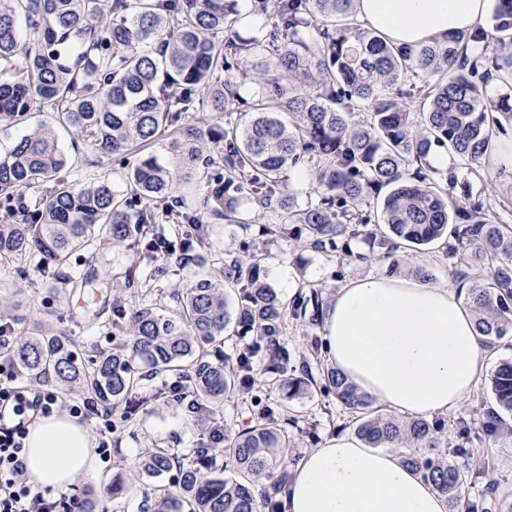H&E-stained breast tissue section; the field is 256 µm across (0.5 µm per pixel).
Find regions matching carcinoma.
<instances>
[{
    "instance_id": "cac0c4a2",
    "label": "carcinoma",
    "mask_w": 512,
    "mask_h": 512,
    "mask_svg": "<svg viewBox=\"0 0 512 512\" xmlns=\"http://www.w3.org/2000/svg\"><path fill=\"white\" fill-rule=\"evenodd\" d=\"M239 2L0 0V126H26L44 109L56 123L0 152V209L9 219L0 224V266L22 275L34 263L48 288H104L98 269H109L112 249L131 247L147 224L195 225L176 261L188 269L205 262V216L241 226L263 220L241 253L224 256L219 279L199 275L175 294L176 308L112 297L110 353L88 355L34 312L4 323L14 336L5 352L32 384L85 394L105 410L123 407L122 423L142 406L143 382L160 372L182 381L192 417L211 416L231 396L250 399L254 423L222 443L182 459L168 448L140 458L139 471L153 477L177 466L173 481L144 503L150 512H281L291 479L289 428L298 422L288 401L312 388L334 395L369 447L404 449L451 512L462 503L479 512L473 478L448 457L445 420L381 413L371 396L320 362L314 370L305 360L300 374H288V323L322 324L324 286L304 283L290 301L280 298L267 283L260 242L286 238L342 265L368 260L350 243L371 224L383 255L449 237L448 271L470 283L484 343L491 348L512 331V226L496 220L494 199L453 203L454 177L431 180L415 166L439 147L479 176L498 137L512 129V0H495L490 31L480 26L416 46H396L362 27L354 0H259L263 36L243 38ZM241 76L258 87L256 103L244 122L226 123ZM410 78L419 84L400 89ZM407 98L420 100L419 111ZM201 106L214 115L204 127L188 122ZM58 127L106 156L138 153L130 193L105 179H70ZM163 138L166 161L148 151ZM305 166L313 197L301 205L288 172ZM191 179L207 187L197 209L174 196ZM163 245L152 236L142 258L155 261ZM81 252L88 272L70 279L65 270ZM234 336L251 340L228 357L224 342ZM258 358L269 363L263 382ZM260 383L281 401H264ZM489 392L494 406L479 426L460 425L456 447L489 448L512 436V361L498 364ZM229 466L234 475L226 477Z\"/></svg>"
}]
</instances>
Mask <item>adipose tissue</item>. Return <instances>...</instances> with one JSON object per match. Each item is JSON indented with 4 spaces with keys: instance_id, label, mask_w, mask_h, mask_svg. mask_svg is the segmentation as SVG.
<instances>
[{
    "instance_id": "adipose-tissue-1",
    "label": "adipose tissue",
    "mask_w": 512,
    "mask_h": 512,
    "mask_svg": "<svg viewBox=\"0 0 512 512\" xmlns=\"http://www.w3.org/2000/svg\"><path fill=\"white\" fill-rule=\"evenodd\" d=\"M489 0H355L356 21L396 45H420L482 24ZM457 281L367 276L327 307L328 364L384 410L433 419L474 391L488 350ZM27 470L42 488L69 490L96 473L90 432L71 414L39 418L25 440ZM284 512H448L401 452L343 433L308 451L282 499Z\"/></svg>"
}]
</instances>
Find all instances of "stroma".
Segmentation results:
<instances>
[{
	"label": "stroma",
	"mask_w": 512,
	"mask_h": 512,
	"mask_svg": "<svg viewBox=\"0 0 512 512\" xmlns=\"http://www.w3.org/2000/svg\"><path fill=\"white\" fill-rule=\"evenodd\" d=\"M74 168L71 176L80 182L108 179L113 188L124 189L126 173L135 161V155L118 160L102 156L88 150L85 145H78L73 151ZM451 171L456 186L452 192L453 199L464 196L486 197L488 192H495L498 201L503 202V209L497 210V219L512 225V178L494 174L492 179H479L470 175L460 159H453ZM270 258L267 263V281L282 299L291 298L302 282L310 281L325 285L328 295H336L346 281L375 274H389L390 262L377 258L371 264H351L344 273H337L334 259L321 253H307L305 264H297L296 251L292 242L282 239L268 247ZM136 262V254L130 250L113 252L110 284L113 292L123 294L132 303L148 302L151 304L174 307L173 292L183 285L191 276L190 271L179 270L172 264L153 263L139 269L138 274L150 278V288L128 287L124 279L126 268ZM13 296L20 302L21 313L38 311L52 317H62L64 326L79 343L88 348L109 349L112 340L107 329L85 327L82 318L86 312L98 309V290L85 289L75 294L64 287H43L35 269H28L26 276H18L15 271L0 267V296ZM504 360H512V342L496 341L488 362L489 369L483 372L476 392L463 401L456 409L446 414L449 443H457V425L461 422L478 423L487 400L490 371ZM160 380L144 382L141 396L149 397L148 405L143 406L135 415L132 423L120 426L117 431L107 432L102 419H87L86 425L93 440L108 437L111 444L110 462L100 464L97 477H80L72 490L73 496L92 499L99 512H139V506L152 496L158 484L168 483L169 474L160 477L145 475L132 476L126 496L118 499L106 495L105 489L112 479L119 464L135 461L146 448H196L202 443L204 433L187 417L183 407L175 401L158 402L153 398L155 390L160 387ZM294 414L304 417L317 428V440H309L303 435H295L291 453L303 456L316 444L325 443L333 437L336 429L351 433L355 426L333 396L314 391L296 397L291 402ZM495 461L494 479L498 483L495 494H488L484 479H476L470 495L485 500L489 512H507L512 505V444H500L493 448Z\"/></svg>",
	"instance_id": "1"
}]
</instances>
